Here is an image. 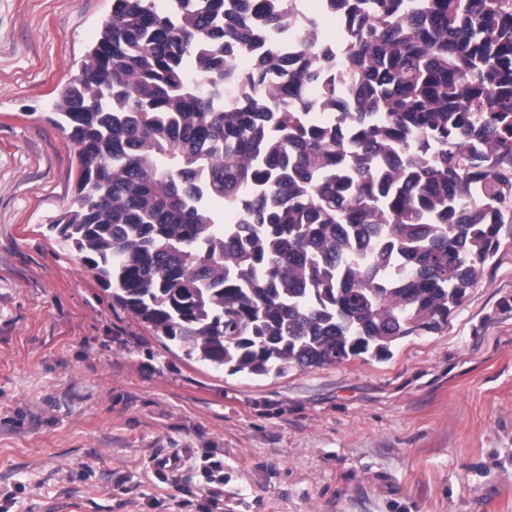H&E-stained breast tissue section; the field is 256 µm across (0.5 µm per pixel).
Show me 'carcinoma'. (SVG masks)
<instances>
[{
  "label": "carcinoma",
  "instance_id": "cac0c4a2",
  "mask_svg": "<svg viewBox=\"0 0 512 512\" xmlns=\"http://www.w3.org/2000/svg\"><path fill=\"white\" fill-rule=\"evenodd\" d=\"M321 4L344 46L283 53L289 0H112L55 102L80 180L54 228L216 369L386 357L448 322L512 221V0Z\"/></svg>",
  "mask_w": 512,
  "mask_h": 512
}]
</instances>
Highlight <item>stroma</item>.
Segmentation results:
<instances>
[{"instance_id":"1","label":"stroma","mask_w":512,"mask_h":512,"mask_svg":"<svg viewBox=\"0 0 512 512\" xmlns=\"http://www.w3.org/2000/svg\"><path fill=\"white\" fill-rule=\"evenodd\" d=\"M111 11L0 0V512H512V224L438 331L281 376L186 359L53 231Z\"/></svg>"}]
</instances>
